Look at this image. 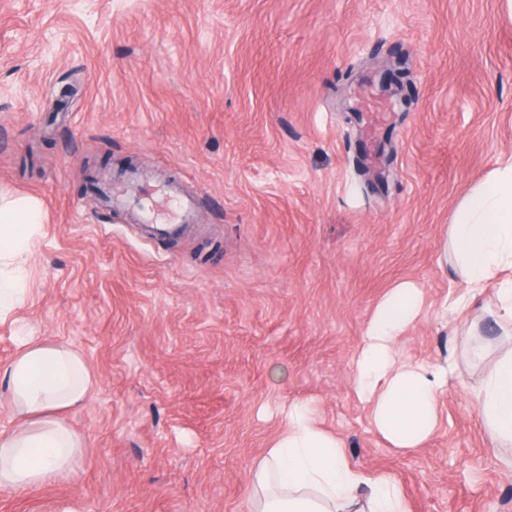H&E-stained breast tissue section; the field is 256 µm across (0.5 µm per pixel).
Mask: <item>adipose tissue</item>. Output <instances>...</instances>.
<instances>
[{
  "label": "adipose tissue",
  "instance_id": "1",
  "mask_svg": "<svg viewBox=\"0 0 512 512\" xmlns=\"http://www.w3.org/2000/svg\"><path fill=\"white\" fill-rule=\"evenodd\" d=\"M43 224L37 198L0 196V315L14 309L22 275ZM449 249L467 296L456 312L474 308L497 283L499 317L512 322V163L496 168L469 193L451 226ZM419 288L405 282L376 305L355 360L354 389L369 410L374 430L394 448L424 447L440 426L438 398L455 377L456 360L443 364L401 361L400 334L423 310ZM467 357L485 361L471 402L490 440L512 446V348L489 355L477 326L458 322ZM97 385L86 361L61 344L25 339L16 356L0 366V404L16 423L0 431V487L25 490L66 477L81 441L64 415L84 403ZM263 494L252 512H408L395 479L354 466L338 435L313 421L303 403L289 405L283 433L255 473Z\"/></svg>",
  "mask_w": 512,
  "mask_h": 512
}]
</instances>
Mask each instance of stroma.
Here are the masks:
<instances>
[{
  "instance_id": "obj_1",
  "label": "stroma",
  "mask_w": 512,
  "mask_h": 512,
  "mask_svg": "<svg viewBox=\"0 0 512 512\" xmlns=\"http://www.w3.org/2000/svg\"><path fill=\"white\" fill-rule=\"evenodd\" d=\"M390 63L401 108L380 87ZM364 97L382 129L351 121ZM511 159L504 0H0V191L45 212L0 365L23 331L74 347L98 381L65 415L83 443L67 479L0 490V512H249L295 401L411 512H512V452L470 401L478 370L409 452L353 387L365 326L403 281L424 310L400 357L447 358L465 285L443 244ZM103 169L191 188L195 221L143 238L92 192Z\"/></svg>"
}]
</instances>
